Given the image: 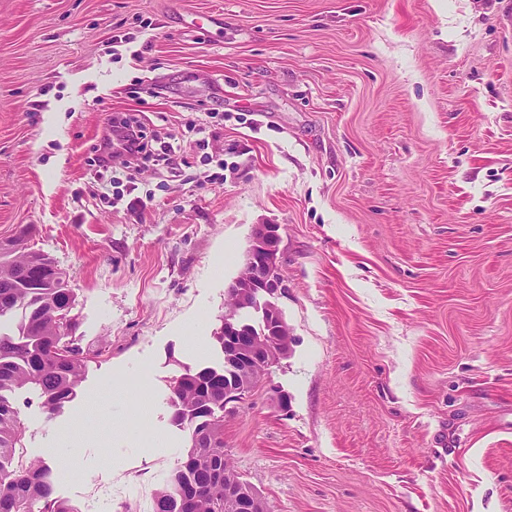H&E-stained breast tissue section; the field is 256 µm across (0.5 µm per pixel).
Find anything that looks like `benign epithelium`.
<instances>
[{
    "mask_svg": "<svg viewBox=\"0 0 512 512\" xmlns=\"http://www.w3.org/2000/svg\"><path fill=\"white\" fill-rule=\"evenodd\" d=\"M280 225H254L243 271L226 288L233 307L224 314V405L237 404L253 391L251 373L288 357L291 336L275 299L282 294ZM258 314V322L242 318ZM263 495L239 479L224 480V512H266Z\"/></svg>",
    "mask_w": 512,
    "mask_h": 512,
    "instance_id": "obj_1",
    "label": "benign epithelium"
}]
</instances>
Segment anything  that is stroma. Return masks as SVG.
<instances>
[{
    "mask_svg": "<svg viewBox=\"0 0 512 512\" xmlns=\"http://www.w3.org/2000/svg\"><path fill=\"white\" fill-rule=\"evenodd\" d=\"M116 114L177 166H92ZM257 224L293 343L224 418L240 476L275 512H512V0H0V241L68 273L89 359L16 405L79 512H152Z\"/></svg>",
    "mask_w": 512,
    "mask_h": 512,
    "instance_id": "35a3bbf8",
    "label": "stroma"
}]
</instances>
